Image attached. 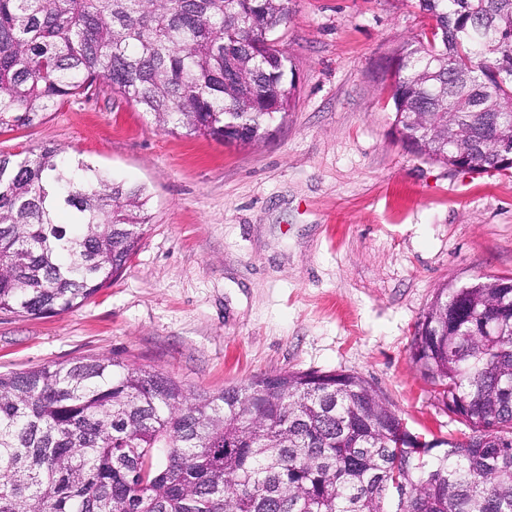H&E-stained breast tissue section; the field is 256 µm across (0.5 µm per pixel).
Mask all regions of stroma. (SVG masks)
Returning a JSON list of instances; mask_svg holds the SVG:
<instances>
[{"label":"stroma","instance_id":"35a3bbf8","mask_svg":"<svg viewBox=\"0 0 512 512\" xmlns=\"http://www.w3.org/2000/svg\"><path fill=\"white\" fill-rule=\"evenodd\" d=\"M297 98L251 146L158 127L102 86L0 155L43 145L145 186L149 226L123 274L79 307L0 312V372L118 357L210 392L284 370L372 383L414 433L459 437L411 355L442 284L512 276V172L464 173L393 130L389 64L413 0H290Z\"/></svg>","mask_w":512,"mask_h":512}]
</instances>
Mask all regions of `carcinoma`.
I'll return each mask as SVG.
<instances>
[{
    "label": "carcinoma",
    "mask_w": 512,
    "mask_h": 512,
    "mask_svg": "<svg viewBox=\"0 0 512 512\" xmlns=\"http://www.w3.org/2000/svg\"><path fill=\"white\" fill-rule=\"evenodd\" d=\"M393 128L471 172L512 149V0H417ZM288 0H0V133L105 84L186 136L266 139L296 98ZM54 146L0 155V311L43 317L135 255L148 196ZM438 289L412 358L469 433L419 452L364 378L284 371L210 393L114 357L0 374V512H512V291ZM496 336H475L485 321Z\"/></svg>",
    "instance_id": "1"
}]
</instances>
